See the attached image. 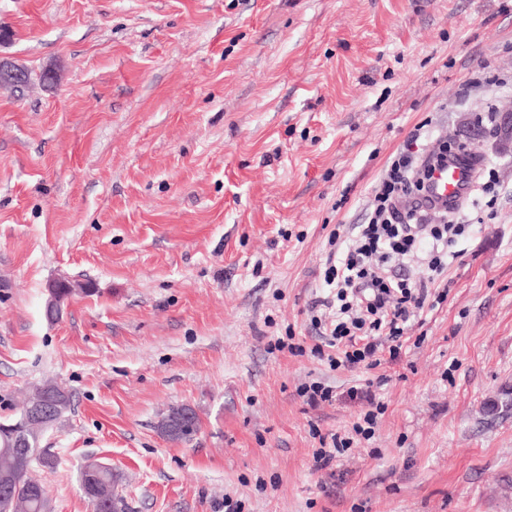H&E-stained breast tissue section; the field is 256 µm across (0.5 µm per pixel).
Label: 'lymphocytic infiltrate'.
<instances>
[{"label":"lymphocytic infiltrate","mask_w":512,"mask_h":512,"mask_svg":"<svg viewBox=\"0 0 512 512\" xmlns=\"http://www.w3.org/2000/svg\"><path fill=\"white\" fill-rule=\"evenodd\" d=\"M428 134L423 124L411 130L405 149L372 186L355 232L329 235L324 282L335 294L315 302L328 314L314 321L323 338L314 352L330 369L399 361L412 321L444 300L437 285L448 271L449 258L456 255L458 238L483 222L478 215L453 224L444 212L401 207L402 199L419 196L424 189L428 173L418 163L416 147ZM411 253L423 256L424 273L415 280L392 266L396 257Z\"/></svg>","instance_id":"f902f5d3"}]
</instances>
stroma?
<instances>
[{"label":"stroma","mask_w":512,"mask_h":512,"mask_svg":"<svg viewBox=\"0 0 512 512\" xmlns=\"http://www.w3.org/2000/svg\"><path fill=\"white\" fill-rule=\"evenodd\" d=\"M0 29L32 76L0 86V421L70 391L33 472L52 512H93L90 461L127 512H512V130L475 122L512 113V0H0ZM425 121V152L494 168L493 214L419 346L330 370L328 237ZM58 279L76 289L51 321ZM289 335L305 353L270 351ZM358 379L375 434L315 469L368 409ZM317 380L335 401L304 402ZM177 406L181 440L159 428ZM373 382L365 381V383H359L348 388L346 391L347 396L352 400H365L375 410H368L364 413L362 421L356 422L352 426V430L357 436H361L363 439H370L373 436V429L376 424L378 414H382L383 404L375 402V394L372 390ZM351 439L349 437H341L336 433L320 436L321 446L313 454L316 468L320 470L325 469L333 461H336V458H339L349 449L350 444L353 443ZM115 484L116 475L108 464L99 461H91L81 469V490L93 504L94 508L97 507L96 501L106 499L111 496L112 500H117L122 506V511L112 512H126L127 507L124 499L114 492Z\"/></svg>","instance_id":"stroma-1"}]
</instances>
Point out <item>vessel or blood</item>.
I'll return each mask as SVG.
<instances>
[{"mask_svg": "<svg viewBox=\"0 0 512 512\" xmlns=\"http://www.w3.org/2000/svg\"><path fill=\"white\" fill-rule=\"evenodd\" d=\"M478 166L479 158L474 154L452 156L447 163L434 165L421 204L437 210L458 208L474 186Z\"/></svg>", "mask_w": 512, "mask_h": 512, "instance_id": "1", "label": "vessel or blood"}]
</instances>
